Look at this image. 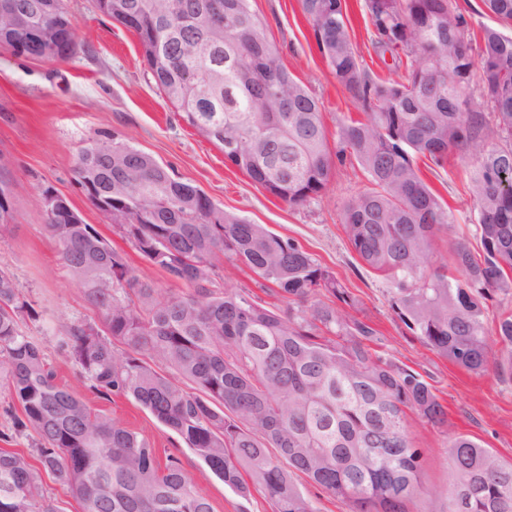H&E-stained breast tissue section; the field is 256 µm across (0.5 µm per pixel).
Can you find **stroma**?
Wrapping results in <instances>:
<instances>
[{"label":"stroma","mask_w":512,"mask_h":512,"mask_svg":"<svg viewBox=\"0 0 512 512\" xmlns=\"http://www.w3.org/2000/svg\"><path fill=\"white\" fill-rule=\"evenodd\" d=\"M66 4L81 42L72 58L47 62L0 49V161L5 164L1 172L12 184L11 225L0 239V269L13 276L34 309L35 318L23 321L22 328L41 340L59 381L81 389L93 409L139 432L156 448L159 458L176 457L214 512H273L264 492L239 496L173 430L132 399H105L84 388L79 365L59 349L63 325L74 321L97 324L101 318L62 263L57 244L43 226L39 194L45 187L65 196L83 221L93 225L143 280L165 293L184 289L145 260L76 181L79 152L114 135L172 168L181 181L203 190L225 211L295 240L342 283L353 301L351 315L374 331L372 350L418 372L433 386L448 412V423L443 427L419 421L411 424L414 444L422 453L421 482L426 492L408 502L407 512H444L443 492L451 474L449 434L470 436L512 461V379L467 372L425 348L394 310L390 281L362 263L345 235L343 207L369 184L357 162L349 157L336 165L328 188L309 201L298 206L280 201L225 160L219 147L199 138L182 122L157 89L133 31L101 16L95 0H66ZM346 5L354 48L366 68L382 79L404 76V66L396 64L392 55L374 52L364 0H346ZM251 6L264 21L267 37L286 69L318 99L329 151L338 153L341 126L360 118L361 113L331 74L299 0H251ZM418 166L422 178L457 218L458 237L472 251H479L473 237L475 209L464 191L467 163L452 153L444 166H435L424 157ZM214 279L217 286L249 295L279 313L294 314L299 309L275 285L239 262L219 260ZM21 416L7 378L1 377L0 449L32 461L37 457L38 436L32 429L17 427Z\"/></svg>","instance_id":"stroma-1"}]
</instances>
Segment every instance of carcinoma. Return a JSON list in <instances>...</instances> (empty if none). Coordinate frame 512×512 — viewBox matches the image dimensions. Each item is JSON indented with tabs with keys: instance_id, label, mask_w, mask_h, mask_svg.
I'll return each mask as SVG.
<instances>
[{
	"instance_id": "obj_1",
	"label": "carcinoma",
	"mask_w": 512,
	"mask_h": 512,
	"mask_svg": "<svg viewBox=\"0 0 512 512\" xmlns=\"http://www.w3.org/2000/svg\"><path fill=\"white\" fill-rule=\"evenodd\" d=\"M46 15L41 42L10 31L0 48L66 61L76 32L65 0ZM133 30L157 88L197 133L289 205L321 194L332 177L323 113L283 66L250 0H221L224 28L208 27L207 0H95ZM336 81L364 119L340 139L369 185L344 206L341 223L370 269L391 281L398 314L421 344L476 374L512 378V311L488 320L486 301H512V0H483L497 25L472 53L456 0H366L374 45L410 59L402 80H380L360 61L343 0H300ZM490 112L470 107V83ZM459 150L471 163L466 193L476 210L475 256L454 216L420 175L417 158L443 165ZM77 183L153 265L188 291L162 293L141 279L91 224L44 215V227L90 303L108 324L72 322L62 349L97 393L133 398L176 432L224 484L254 488L275 512H316L302 475L347 512H406L425 493L414 416L435 426L448 413L417 372L372 353L373 330L351 317L342 284L298 243L224 211L176 179L153 156L117 139L78 155ZM445 233L458 276L435 264ZM239 261L290 302L283 317L232 289H215L214 263ZM332 296L341 302L324 301ZM34 310L0 270V374L38 435L37 464L0 450V512H57L40 473L53 475L81 512H213L179 460L56 380L38 339L21 327ZM161 360L171 373L156 370ZM191 382L197 391L188 392ZM452 479L444 512H512V462L466 435H448Z\"/></svg>"
}]
</instances>
